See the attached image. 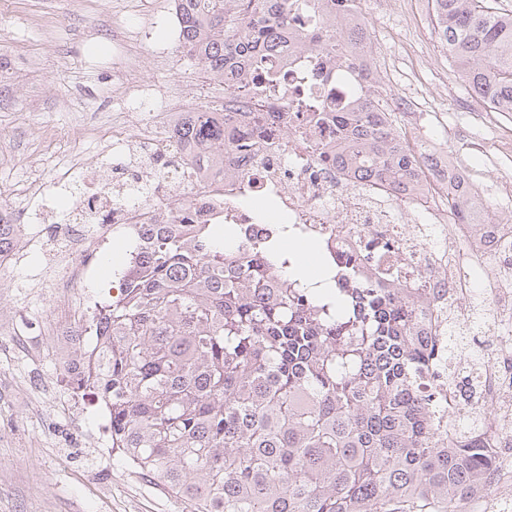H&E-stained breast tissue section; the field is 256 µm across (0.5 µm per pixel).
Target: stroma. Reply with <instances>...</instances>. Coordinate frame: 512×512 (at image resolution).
Returning a JSON list of instances; mask_svg holds the SVG:
<instances>
[{
	"mask_svg": "<svg viewBox=\"0 0 512 512\" xmlns=\"http://www.w3.org/2000/svg\"><path fill=\"white\" fill-rule=\"evenodd\" d=\"M166 0H140L137 10L119 8L116 0H84L73 11L71 0H0V57L30 61V79L37 92H9L0 101V141L12 154L0 163V187L24 183L36 171L58 173L61 162L79 153L95 161L100 142L88 126L111 124L119 106L112 99V54L107 47L114 32L137 27L141 12L160 9ZM406 11L403 0L367 16L371 37L394 57L397 94L425 91L450 94L444 112L428 114L426 133L441 140L445 127L461 129L449 158L467 165L487 183L499 173L512 177V159L503 170L487 167L468 145L478 142L496 151L495 132L512 134V114L490 113L472 120L458 105L469 93L448 71L444 56H431L427 40L401 42ZM165 24L149 39L130 42L129 53L140 63L138 80L152 83L157 97L188 90L190 79L203 73L178 50H170L164 68L153 65L159 42L167 40ZM37 225L24 234L33 245L23 260L0 266V512H193L182 498L156 486L121 457L105 455L112 439L100 403L72 392L66 380L64 349L53 326L72 314L70 298L52 285H36L48 272L55 243L35 241ZM96 258L89 270L87 292L97 302L112 301L119 283L111 257L126 243L123 231L92 227Z\"/></svg>",
	"mask_w": 512,
	"mask_h": 512,
	"instance_id": "1",
	"label": "stroma"
}]
</instances>
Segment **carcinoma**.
<instances>
[{"label":"carcinoma","mask_w":512,"mask_h":512,"mask_svg":"<svg viewBox=\"0 0 512 512\" xmlns=\"http://www.w3.org/2000/svg\"><path fill=\"white\" fill-rule=\"evenodd\" d=\"M174 0L181 48L211 74L263 72L292 37V0ZM334 15L357 0H314ZM448 67L468 92L512 112V13L499 0H428ZM350 24L345 51L368 43ZM336 113L362 178L409 184V154L382 97ZM189 119L182 140L209 136ZM119 295L89 314L81 388L107 409L112 452L193 502L195 512H459L496 475L473 440L440 444L429 348L406 288L352 280L328 301L291 261L214 224H143Z\"/></svg>","instance_id":"1"}]
</instances>
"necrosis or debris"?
I'll return each instance as SVG.
<instances>
[{"instance_id": "obj_1", "label": "necrosis or debris", "mask_w": 512, "mask_h": 512, "mask_svg": "<svg viewBox=\"0 0 512 512\" xmlns=\"http://www.w3.org/2000/svg\"><path fill=\"white\" fill-rule=\"evenodd\" d=\"M290 29L329 34L324 49L297 45L270 57L278 83L271 96L240 93L238 76L228 70L216 81L225 93L219 101L198 104L168 96L163 111H152V85L129 84L117 69L114 93L126 114L112 120V134L101 149L100 168L83 175L85 189L74 203L73 225L51 224L52 209L35 212L11 202L0 204L5 224H50L61 240L54 267L61 293L82 287L92 240L86 227L109 224L136 230L142 224L188 219L192 224H237L252 247H260L292 224L301 236L318 241L341 281L358 278L416 289L426 303L432 341H440L446 322L458 332L471 327L465 298L481 294L492 309L488 333L497 340L491 360L457 366L469 383L452 382L440 399L448 411L462 402L490 412L479 438L493 452L512 446V218L484 212L471 224L448 206V194L461 190L483 197L466 166L427 174L429 191L364 179L337 163L345 139L334 118L355 97L348 68L331 36L340 24L304 5L291 11ZM195 115L220 126L219 144L175 142L177 128ZM248 144L239 150L238 141ZM147 155L150 165L137 171V192L116 203V188L103 178L105 168L124 169L131 150ZM178 162L174 182L155 180L151 169L167 151Z\"/></svg>"}]
</instances>
